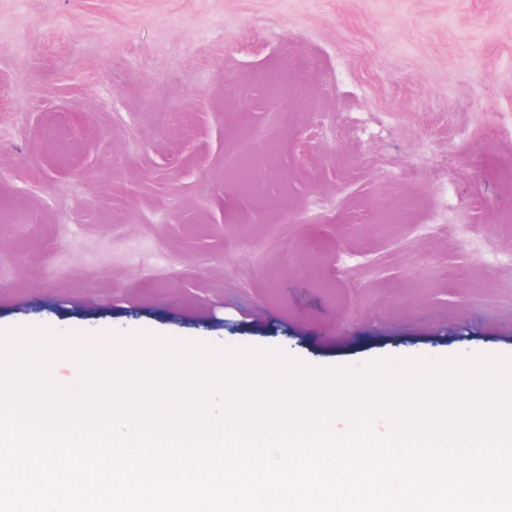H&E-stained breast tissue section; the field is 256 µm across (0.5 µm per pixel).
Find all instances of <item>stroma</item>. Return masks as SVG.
<instances>
[{
  "label": "stroma",
  "instance_id": "35a3bbf8",
  "mask_svg": "<svg viewBox=\"0 0 512 512\" xmlns=\"http://www.w3.org/2000/svg\"><path fill=\"white\" fill-rule=\"evenodd\" d=\"M159 337L512 358V0H0V341ZM264 156L259 155L255 152L252 145L248 142L243 143L238 150L228 159L225 166L226 170H230L236 173L237 177L241 181V186L247 190L249 169L248 166L256 158Z\"/></svg>",
  "mask_w": 512,
  "mask_h": 512
}]
</instances>
